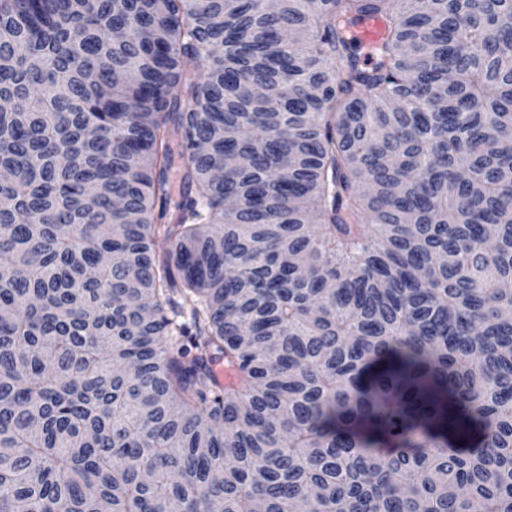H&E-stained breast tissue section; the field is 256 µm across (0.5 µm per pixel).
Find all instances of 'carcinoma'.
<instances>
[{
    "instance_id": "1",
    "label": "carcinoma",
    "mask_w": 512,
    "mask_h": 512,
    "mask_svg": "<svg viewBox=\"0 0 512 512\" xmlns=\"http://www.w3.org/2000/svg\"><path fill=\"white\" fill-rule=\"evenodd\" d=\"M0 100V512H512V0H0ZM350 37L371 50L384 36V21L376 16H368L350 29Z\"/></svg>"
}]
</instances>
